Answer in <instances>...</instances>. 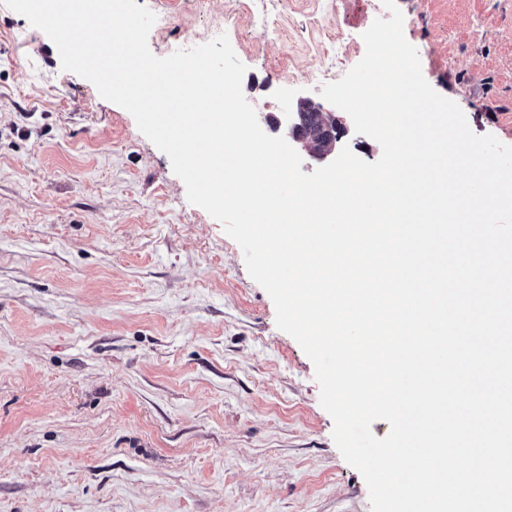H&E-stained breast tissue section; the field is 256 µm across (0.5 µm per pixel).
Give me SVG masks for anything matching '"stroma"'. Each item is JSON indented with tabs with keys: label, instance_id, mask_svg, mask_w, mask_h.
Listing matches in <instances>:
<instances>
[{
	"label": "stroma",
	"instance_id": "obj_1",
	"mask_svg": "<svg viewBox=\"0 0 512 512\" xmlns=\"http://www.w3.org/2000/svg\"><path fill=\"white\" fill-rule=\"evenodd\" d=\"M158 57L245 65L261 129L322 103L382 0H136ZM422 74L512 146V0H396ZM314 366L123 107L0 4V512H371Z\"/></svg>",
	"mask_w": 512,
	"mask_h": 512
}]
</instances>
